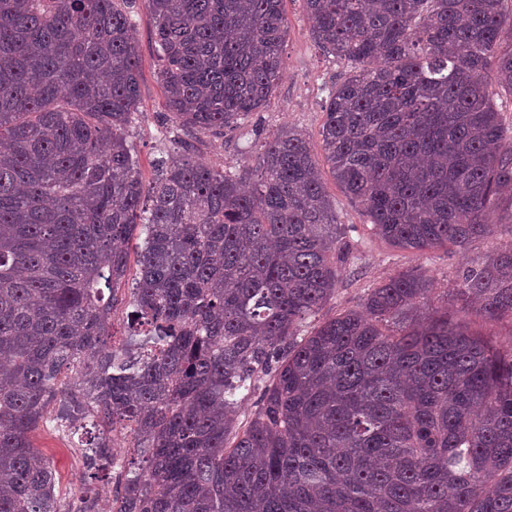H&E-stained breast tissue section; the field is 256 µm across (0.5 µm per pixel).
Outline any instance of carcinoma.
Returning a JSON list of instances; mask_svg holds the SVG:
<instances>
[{
  "instance_id": "cac0c4a2",
  "label": "carcinoma",
  "mask_w": 512,
  "mask_h": 512,
  "mask_svg": "<svg viewBox=\"0 0 512 512\" xmlns=\"http://www.w3.org/2000/svg\"><path fill=\"white\" fill-rule=\"evenodd\" d=\"M130 0H0V512H62L31 433L134 427L112 512H512V244L441 291L417 269L318 318L354 250L296 128L253 167L189 145L143 182ZM348 67L321 148L374 234L414 251L494 236L512 199L503 0H304ZM164 108L219 133L285 75L283 0H143ZM146 229L110 343L126 244ZM508 327V342L486 332ZM257 409L239 422L241 397ZM487 82L488 90L492 94L501 112L502 122L505 127L512 128V96L497 85L492 73L488 74Z\"/></svg>"
}]
</instances>
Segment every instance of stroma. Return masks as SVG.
<instances>
[{"instance_id":"1","label":"stroma","mask_w":512,"mask_h":512,"mask_svg":"<svg viewBox=\"0 0 512 512\" xmlns=\"http://www.w3.org/2000/svg\"><path fill=\"white\" fill-rule=\"evenodd\" d=\"M283 11L288 23L283 45L286 64L283 81L266 106L246 117L239 127L218 134H202L173 126L169 120L163 108L155 22L143 5H136L132 15L140 57L141 96L139 112L129 134L143 181H153L155 160L162 152L173 151L180 141L190 143L197 157L219 169L254 165L264 138L283 126L302 130L312 147L320 146L329 92L344 75L345 67L325 57L315 46L303 0H283ZM322 177L339 222L351 227V236L358 243L354 271L343 275L335 296L323 308V315L357 307L377 281L405 269H420L434 280L436 287H443L462 268L512 243V227L505 225L495 236L476 240L462 252L441 247L420 253L391 247L372 235L362 207L341 191L330 170H323ZM31 439L54 462L61 505H68L88 492L96 498L97 512H107L116 484L111 478L102 481L88 478L84 465L86 435L42 426L32 433Z\"/></svg>"}]
</instances>
